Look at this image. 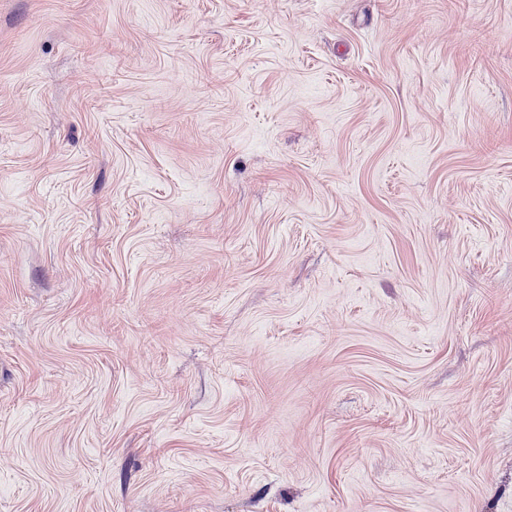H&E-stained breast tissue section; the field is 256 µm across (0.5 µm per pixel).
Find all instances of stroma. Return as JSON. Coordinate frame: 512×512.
<instances>
[{"mask_svg": "<svg viewBox=\"0 0 512 512\" xmlns=\"http://www.w3.org/2000/svg\"><path fill=\"white\" fill-rule=\"evenodd\" d=\"M0 512H512V0H0Z\"/></svg>", "mask_w": 512, "mask_h": 512, "instance_id": "obj_1", "label": "stroma"}]
</instances>
